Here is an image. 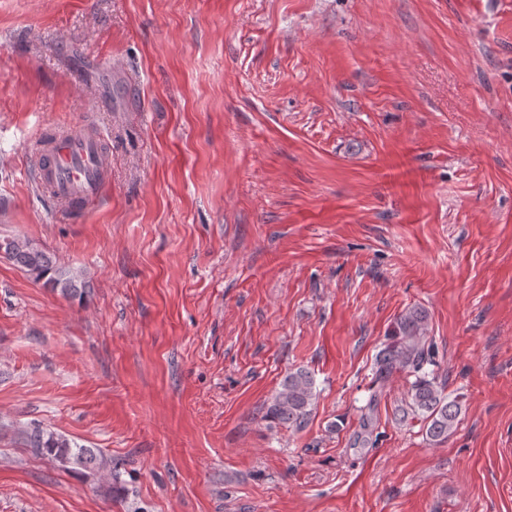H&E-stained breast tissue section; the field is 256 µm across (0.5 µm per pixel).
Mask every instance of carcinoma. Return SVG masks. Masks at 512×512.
<instances>
[{"instance_id": "cac0c4a2", "label": "carcinoma", "mask_w": 512, "mask_h": 512, "mask_svg": "<svg viewBox=\"0 0 512 512\" xmlns=\"http://www.w3.org/2000/svg\"><path fill=\"white\" fill-rule=\"evenodd\" d=\"M3 254L33 280L51 291L69 298L83 300L89 281L85 274L61 265L56 258L27 238L3 240ZM430 316L420 306L404 309L395 319L391 337L376 359V379L388 380L397 372L415 377L410 383L407 398L395 409V419L405 424L418 420L423 423L426 438L440 444L455 431L462 414L460 400L450 398L435 379L424 372L431 362L429 348ZM317 396L315 373L298 367L288 372L266 408V417L299 431L306 427ZM30 451L79 474L98 473L112 469L93 448L71 445V442L49 429L34 426L25 432Z\"/></svg>"}]
</instances>
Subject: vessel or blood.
Returning <instances> with one entry per match:
<instances>
[{
	"mask_svg": "<svg viewBox=\"0 0 512 512\" xmlns=\"http://www.w3.org/2000/svg\"><path fill=\"white\" fill-rule=\"evenodd\" d=\"M29 158L39 188L56 202L61 214L77 221L102 198L109 186L110 154L92 125H53L39 130Z\"/></svg>",
	"mask_w": 512,
	"mask_h": 512,
	"instance_id": "b4317fda",
	"label": "vessel or blood"
}]
</instances>
